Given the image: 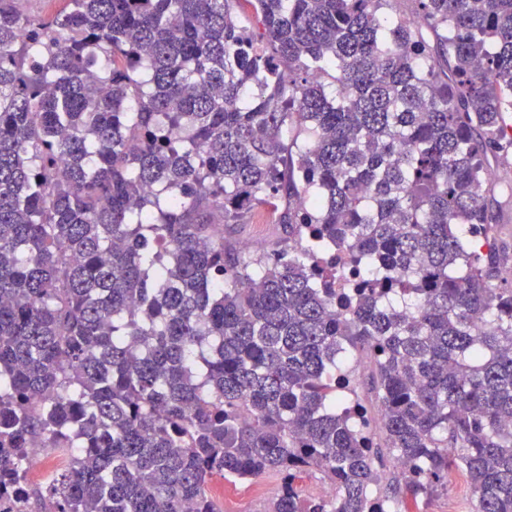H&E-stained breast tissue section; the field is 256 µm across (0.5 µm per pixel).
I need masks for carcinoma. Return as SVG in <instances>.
<instances>
[{"label":"carcinoma","mask_w":512,"mask_h":512,"mask_svg":"<svg viewBox=\"0 0 512 512\" xmlns=\"http://www.w3.org/2000/svg\"><path fill=\"white\" fill-rule=\"evenodd\" d=\"M415 2L0 0V500L45 439L21 512H220L216 476L392 512L454 469L512 512V0ZM261 207L287 237L250 257L224 225Z\"/></svg>","instance_id":"obj_1"}]
</instances>
